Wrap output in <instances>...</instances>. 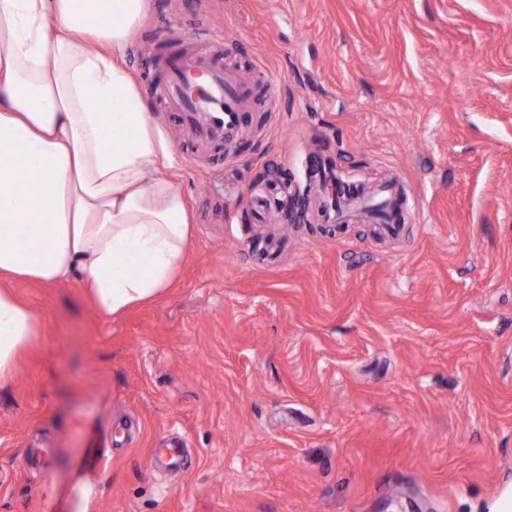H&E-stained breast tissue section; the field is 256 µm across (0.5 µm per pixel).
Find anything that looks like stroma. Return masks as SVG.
Masks as SVG:
<instances>
[{"label":"stroma","mask_w":512,"mask_h":512,"mask_svg":"<svg viewBox=\"0 0 512 512\" xmlns=\"http://www.w3.org/2000/svg\"><path fill=\"white\" fill-rule=\"evenodd\" d=\"M208 18L274 100L242 155L204 159L155 103L195 215L173 286L99 316L19 282L41 337L0 385V512H482L512 479V0H153ZM392 179L415 230L245 225L301 161ZM183 436L189 469L153 467Z\"/></svg>","instance_id":"obj_1"}]
</instances>
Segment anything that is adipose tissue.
<instances>
[{
	"instance_id": "1",
	"label": "adipose tissue",
	"mask_w": 512,
	"mask_h": 512,
	"mask_svg": "<svg viewBox=\"0 0 512 512\" xmlns=\"http://www.w3.org/2000/svg\"><path fill=\"white\" fill-rule=\"evenodd\" d=\"M151 0H0V383L41 334L13 289L76 280L104 317L171 288L195 216L123 52Z\"/></svg>"
}]
</instances>
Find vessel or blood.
Segmentation results:
<instances>
[{
	"label": "vessel or blood",
	"instance_id": "vessel-or-blood-1",
	"mask_svg": "<svg viewBox=\"0 0 512 512\" xmlns=\"http://www.w3.org/2000/svg\"><path fill=\"white\" fill-rule=\"evenodd\" d=\"M157 32L164 35L166 45L152 60L145 81L147 95H161L166 108L177 115L184 135L202 154H218L225 145L239 144L245 113L255 101L256 91L253 83L226 63L232 45L210 40L206 25L197 31L190 46L176 36L174 23L162 22ZM307 166L319 178V198L324 202L319 219L326 224L345 220L358 191L349 183L322 176L320 157H308ZM369 212L385 235L400 238L406 233L410 205L399 186L387 185L382 202L370 206Z\"/></svg>",
	"mask_w": 512,
	"mask_h": 512
}]
</instances>
